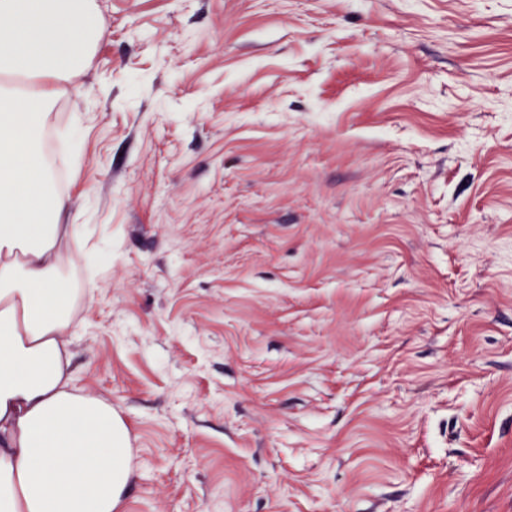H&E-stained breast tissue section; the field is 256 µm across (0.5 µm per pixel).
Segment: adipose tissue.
I'll list each match as a JSON object with an SVG mask.
<instances>
[{
	"label": "adipose tissue",
	"instance_id": "obj_1",
	"mask_svg": "<svg viewBox=\"0 0 512 512\" xmlns=\"http://www.w3.org/2000/svg\"><path fill=\"white\" fill-rule=\"evenodd\" d=\"M99 36L96 0H0V80L70 83ZM53 101L0 90V512H124L135 437L72 369L85 291L41 146Z\"/></svg>",
	"mask_w": 512,
	"mask_h": 512
}]
</instances>
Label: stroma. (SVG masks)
Segmentation results:
<instances>
[{
    "label": "stroma",
    "instance_id": "35a3bbf8",
    "mask_svg": "<svg viewBox=\"0 0 512 512\" xmlns=\"http://www.w3.org/2000/svg\"><path fill=\"white\" fill-rule=\"evenodd\" d=\"M55 97L125 512H512V0H97Z\"/></svg>",
    "mask_w": 512,
    "mask_h": 512
}]
</instances>
